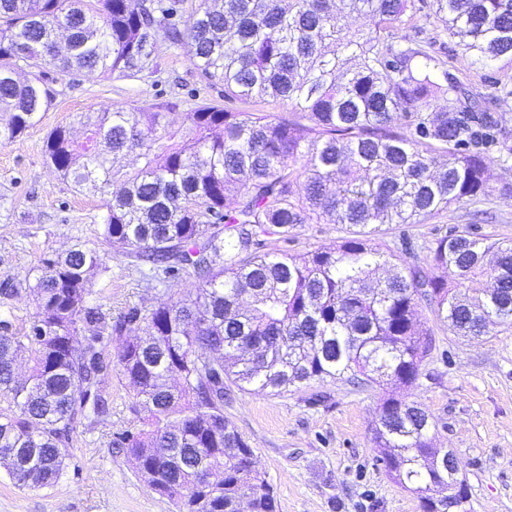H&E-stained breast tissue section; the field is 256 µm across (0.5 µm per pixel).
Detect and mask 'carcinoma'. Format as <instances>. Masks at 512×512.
Segmentation results:
<instances>
[{"mask_svg": "<svg viewBox=\"0 0 512 512\" xmlns=\"http://www.w3.org/2000/svg\"><path fill=\"white\" fill-rule=\"evenodd\" d=\"M336 4L197 0L187 12L183 0H0V143L50 105L47 67L136 77L160 37L189 40L199 77L223 85L226 103L200 104L176 128L168 104L106 108L86 115L78 136H48L47 164L103 196L106 215L101 248L42 260L28 331L0 317V457L23 449L16 484L57 482L78 429L110 415L103 391L115 368L138 422L118 444L159 476L155 493L177 512H278L253 449L224 417L230 388L275 395L345 375L408 387L435 348L423 304L462 338L512 328V242L456 224L424 241L427 269L393 264L380 243L390 224H425L454 205L486 216L483 205L512 197V183L488 176L494 163L512 170V79L494 68H512V0ZM361 14L372 27L351 29L345 19ZM446 35L492 95L474 94L437 54ZM266 99L291 115L232 107ZM324 218L344 226L335 247H269ZM112 249L167 285L115 321L88 304L87 288ZM187 272L193 298L174 290ZM136 322L152 342L126 335ZM25 354L20 378L13 364ZM436 429L417 403L385 398L377 461L423 512H473L462 469L448 477L446 449L431 447ZM198 448L223 481L203 484Z\"/></svg>", "mask_w": 512, "mask_h": 512, "instance_id": "cac0c4a2", "label": "carcinoma"}]
</instances>
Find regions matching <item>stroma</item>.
<instances>
[{
  "instance_id": "obj_1",
  "label": "stroma",
  "mask_w": 512,
  "mask_h": 512,
  "mask_svg": "<svg viewBox=\"0 0 512 512\" xmlns=\"http://www.w3.org/2000/svg\"><path fill=\"white\" fill-rule=\"evenodd\" d=\"M155 55L157 71L133 79L48 68L51 105L16 141L0 144V288L19 290L12 301L17 329L28 328L36 310L27 278L45 257L76 245L95 247L106 215L100 195L74 191L46 164L49 133L77 126L85 115L108 106L168 103L167 119L176 127L197 105L223 104V86L201 81L189 44L161 39ZM468 221L467 210L454 207L424 224L392 225L385 240L391 245L407 235L420 242ZM342 235L337 224H301L292 230L288 248L302 254L332 247ZM105 263V271L91 280L89 301L110 317L162 295L163 286L146 283L124 255L109 254ZM418 317L435 349L412 386L357 387L339 379L323 385L327 398L316 406L308 403V387L282 395L236 390L225 401L224 414L253 448L279 512H421L416 495L375 461L372 428L381 398L392 393L417 402L437 420L433 445L453 450L462 462L474 512H512V329L500 327L468 341L450 335L428 307H419ZM105 392L112 400L111 417L78 434L53 486L18 488L0 467V512H176L113 446L134 427L126 381L112 376Z\"/></svg>"
}]
</instances>
